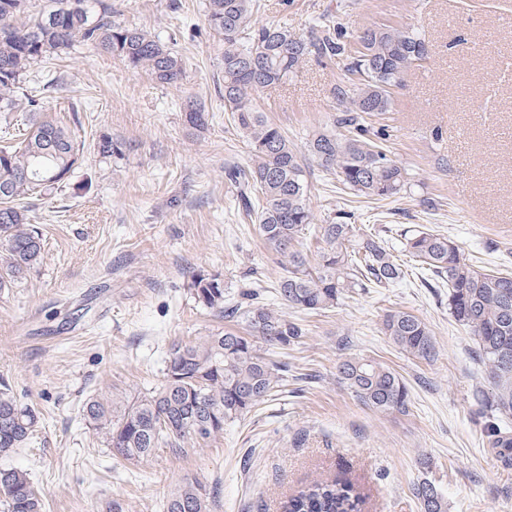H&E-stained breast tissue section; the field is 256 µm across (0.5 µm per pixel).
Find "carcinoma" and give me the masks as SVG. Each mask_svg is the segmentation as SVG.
<instances>
[{
	"label": "carcinoma",
	"mask_w": 512,
	"mask_h": 512,
	"mask_svg": "<svg viewBox=\"0 0 512 512\" xmlns=\"http://www.w3.org/2000/svg\"><path fill=\"white\" fill-rule=\"evenodd\" d=\"M31 0H0V112L38 106V91L25 86L31 67L60 56L77 44L93 45L147 70L158 82L171 84L182 72L181 58L158 38L112 21L104 5L94 14L88 0H48L38 11ZM256 0H208L205 20L223 45L224 105L248 138L255 156L247 169L228 173L246 187V207L256 212L259 232L269 254L285 269L275 287L284 304L307 311L335 307L347 294L387 288L404 277L402 264L383 238L355 224L319 225L321 246L309 260L299 246L311 231L306 170L294 145L269 122L252 93L273 87L294 73L304 58L350 59L348 84L338 90L344 103L335 123L343 133L322 130L308 142L321 166L359 196L387 200L406 185L405 169L383 145L367 137L362 114L386 112L392 90L426 55L425 41L413 30L365 29L349 37L343 26H326L308 40L285 26L253 21ZM195 129L208 125L198 104L185 113ZM80 147L70 131L53 120H35L14 145L0 147V243L7 258L0 266V287L25 276L39 263L43 242L27 223L19 201L43 197L67 182ZM404 251L448 284V311L477 337L490 391L478 395L488 414L489 446L512 451V435L501 425L512 421V273L486 271L467 262L449 237L430 230H402ZM190 293L202 309L241 318L250 335L227 329L198 341L174 346L160 386L127 403L117 416L99 401L84 408L90 421L106 430L107 445L133 463L162 446L181 450L186 440H208L269 397L282 380L273 360L278 349L300 341L302 327L269 310L260 292H242V301L224 307V279L198 271ZM383 329L403 352L421 360L437 355L431 329L406 311L385 316ZM340 380L363 405L379 412L406 413L409 390L388 366L350 357L338 366ZM39 416L20 404L8 381H0V455L26 444ZM415 493L422 512H447L441 487L425 475ZM0 497L7 512H42L38 488L27 473L0 468ZM367 496L345 477L306 485L283 502L282 512H364ZM166 512H210L209 497L198 482L183 481L167 499Z\"/></svg>",
	"instance_id": "obj_1"
}]
</instances>
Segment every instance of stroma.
<instances>
[{
  "instance_id": "35a3bbf8",
  "label": "stroma",
  "mask_w": 512,
  "mask_h": 512,
  "mask_svg": "<svg viewBox=\"0 0 512 512\" xmlns=\"http://www.w3.org/2000/svg\"><path fill=\"white\" fill-rule=\"evenodd\" d=\"M104 2L117 23L177 51L182 74L162 84L82 44L29 73L34 84L54 81L38 115L74 130L84 150L63 188L28 201L41 259L0 289V377L41 417L34 439L0 466L28 473L45 495L43 512H165L186 479L210 497L211 512H279L301 487L334 476L360 486L366 512H421L415 485L426 472L448 512H512V464L489 447L475 402L486 385L475 337L450 315L447 289L425 287L400 237L407 227L435 231L470 263L512 271V0H258V22L306 38L326 24L352 32L391 25L416 30L428 49L389 110L364 116L369 135L408 174L406 191L388 200L354 195L306 153L312 133L333 126L346 58L307 57L288 81L254 95L302 154L315 223L344 212L363 230L383 231L406 271L391 287L315 313L271 296L282 266L226 177L254 156L224 110L207 0ZM190 99L210 115L204 131L185 121ZM104 134L119 152L99 154ZM199 270L220 274L234 294L261 286L270 309L304 335L276 356L287 367L277 391L223 434L124 461L83 406L159 386L174 342L231 326L195 304L188 282ZM394 310L430 327L434 360L402 353L384 334ZM350 356L398 373L410 390L408 412L361 404L337 375Z\"/></svg>"
}]
</instances>
